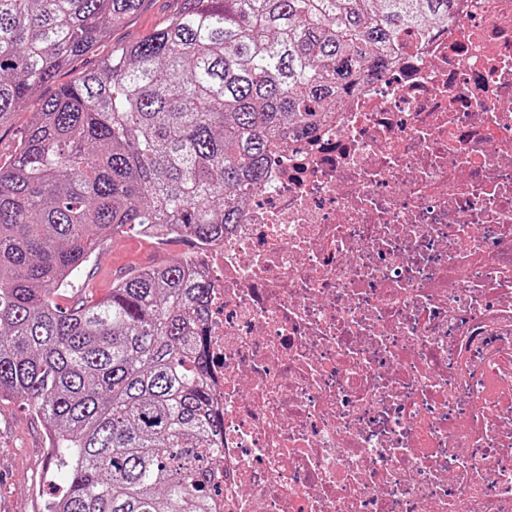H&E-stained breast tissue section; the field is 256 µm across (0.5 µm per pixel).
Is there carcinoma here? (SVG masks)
Wrapping results in <instances>:
<instances>
[{"label":"carcinoma","instance_id":"cac0c4a2","mask_svg":"<svg viewBox=\"0 0 512 512\" xmlns=\"http://www.w3.org/2000/svg\"><path fill=\"white\" fill-rule=\"evenodd\" d=\"M143 0H0V122ZM457 0H181L149 37L42 100L0 165V397L42 419L66 475L44 512H213L221 422L205 280L173 260L107 298L55 292L104 239L224 236L320 106L384 74Z\"/></svg>","mask_w":512,"mask_h":512}]
</instances>
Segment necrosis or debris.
Here are the masks:
<instances>
[{
	"label": "necrosis or debris",
	"instance_id": "4bbe7bcc",
	"mask_svg": "<svg viewBox=\"0 0 512 512\" xmlns=\"http://www.w3.org/2000/svg\"><path fill=\"white\" fill-rule=\"evenodd\" d=\"M185 260L218 512H512V0L401 42Z\"/></svg>",
	"mask_w": 512,
	"mask_h": 512
}]
</instances>
